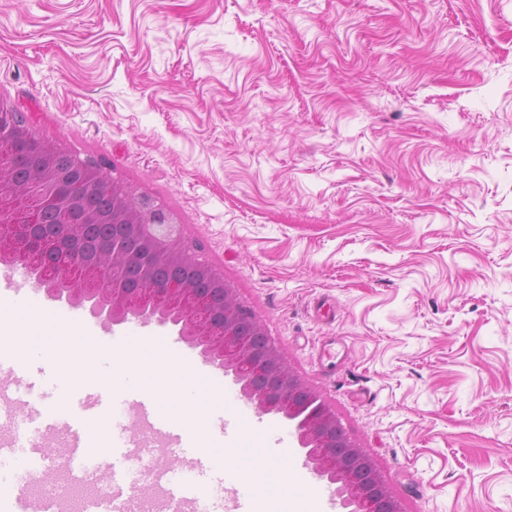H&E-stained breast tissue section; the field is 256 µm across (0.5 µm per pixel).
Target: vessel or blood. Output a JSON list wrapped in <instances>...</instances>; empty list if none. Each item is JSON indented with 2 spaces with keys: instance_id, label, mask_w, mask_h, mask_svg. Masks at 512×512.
Instances as JSON below:
<instances>
[{
  "instance_id": "b4317fda",
  "label": "vessel or blood",
  "mask_w": 512,
  "mask_h": 512,
  "mask_svg": "<svg viewBox=\"0 0 512 512\" xmlns=\"http://www.w3.org/2000/svg\"><path fill=\"white\" fill-rule=\"evenodd\" d=\"M39 372L29 400L19 397L22 379L14 375V363L9 357L0 358V403L28 407L39 422L42 434L50 436L56 445L64 447L71 463V479L83 485L107 472L112 476V490L102 497L84 499L81 512H219V497L215 490L224 481V471L218 468L201 449L186 445L185 428L160 418L154 398L131 388L121 396L111 390L87 392L75 387L68 399L65 412H56L47 397L57 384V372L52 365L39 363ZM111 418L110 447L107 457L92 455L88 436L101 415ZM262 414H250L245 407L236 411L215 414L210 423L213 433L230 442L238 441L241 428L250 423H262ZM156 435L165 438L171 446L181 448L188 462L174 469L157 468L153 482L165 486V498L142 496L130 480L132 449L141 436ZM25 459L38 464L41 455L35 444L19 439L0 440V461ZM11 512H60L61 505L49 485H42L38 493L20 490L12 498Z\"/></svg>"
}]
</instances>
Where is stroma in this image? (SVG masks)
<instances>
[{"instance_id": "obj_1", "label": "stroma", "mask_w": 512, "mask_h": 512, "mask_svg": "<svg viewBox=\"0 0 512 512\" xmlns=\"http://www.w3.org/2000/svg\"><path fill=\"white\" fill-rule=\"evenodd\" d=\"M0 99L178 215L402 512H512V0H0Z\"/></svg>"}]
</instances>
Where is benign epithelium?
I'll use <instances>...</instances> for the list:
<instances>
[{
    "label": "benign epithelium",
    "mask_w": 512,
    "mask_h": 512,
    "mask_svg": "<svg viewBox=\"0 0 512 512\" xmlns=\"http://www.w3.org/2000/svg\"><path fill=\"white\" fill-rule=\"evenodd\" d=\"M60 150L37 137L14 107L0 102V261L24 267L54 299L93 309L112 322L153 318L179 326V335L220 362L241 384L242 395L264 413L297 421L299 445L317 476L337 485L336 495L353 512H401L372 460L347 435L340 420L286 364L280 348L224 281L223 272L200 261L185 244L183 230L162 207L137 197L102 166L71 156L75 181L65 186L57 164ZM40 158L38 190H16L11 172L26 156ZM112 185L121 206L112 223L128 228L131 245L104 242L92 259L79 255L84 228L99 216L81 207L73 187L90 182ZM53 206L57 224L37 231ZM156 265L190 266L199 279L163 278L132 288V273L148 275ZM221 287L224 305L213 300Z\"/></svg>",
    "instance_id": "obj_1"
}]
</instances>
